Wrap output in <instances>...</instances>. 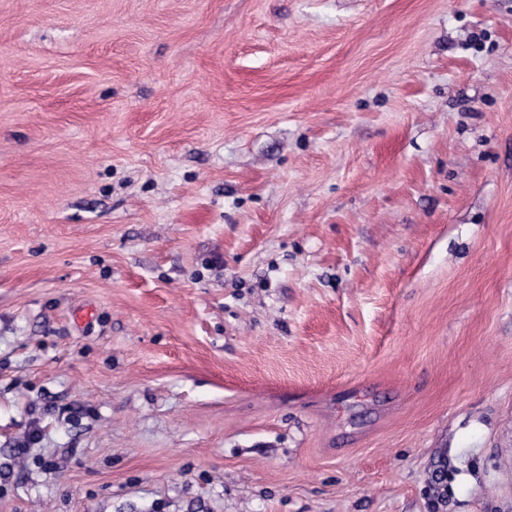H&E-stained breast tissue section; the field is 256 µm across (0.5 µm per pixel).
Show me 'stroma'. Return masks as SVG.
I'll use <instances>...</instances> for the list:
<instances>
[{"label":"stroma","mask_w":512,"mask_h":512,"mask_svg":"<svg viewBox=\"0 0 512 512\" xmlns=\"http://www.w3.org/2000/svg\"><path fill=\"white\" fill-rule=\"evenodd\" d=\"M0 512H512V0H0Z\"/></svg>","instance_id":"obj_1"}]
</instances>
